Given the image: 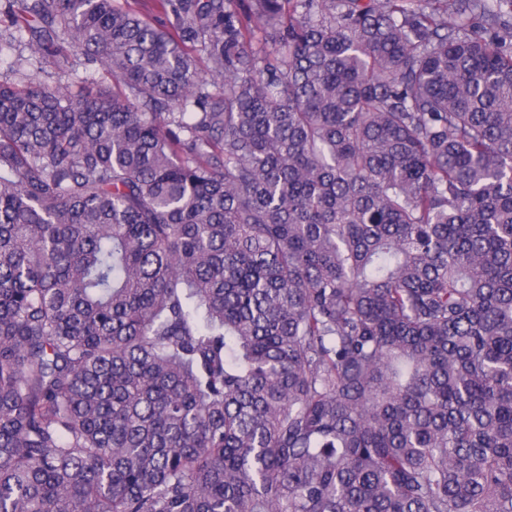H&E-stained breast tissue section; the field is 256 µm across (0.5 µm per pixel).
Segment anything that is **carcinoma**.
Here are the masks:
<instances>
[{"mask_svg": "<svg viewBox=\"0 0 512 512\" xmlns=\"http://www.w3.org/2000/svg\"><path fill=\"white\" fill-rule=\"evenodd\" d=\"M5 0L0 512H512V0ZM69 67L58 69L53 63L30 66L23 63V71L34 83L54 85L62 83L70 85L74 90L80 87H91L93 91L112 89V78L100 65H87L81 54L71 55ZM40 66L42 68L40 69Z\"/></svg>", "mask_w": 512, "mask_h": 512, "instance_id": "cac0c4a2", "label": "carcinoma"}]
</instances>
